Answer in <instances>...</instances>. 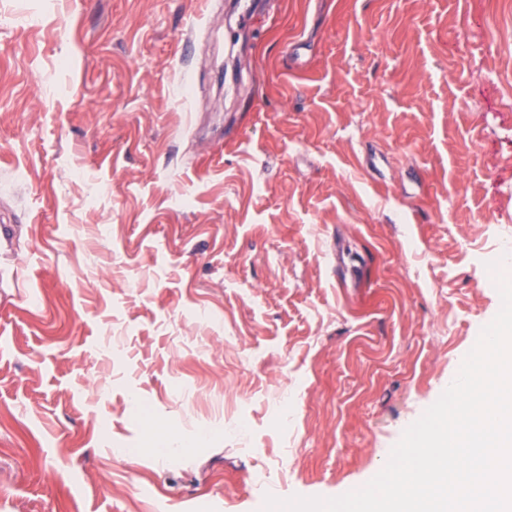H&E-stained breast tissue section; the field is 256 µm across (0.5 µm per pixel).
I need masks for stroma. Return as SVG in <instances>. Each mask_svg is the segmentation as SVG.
<instances>
[{
  "instance_id": "1",
  "label": "stroma",
  "mask_w": 512,
  "mask_h": 512,
  "mask_svg": "<svg viewBox=\"0 0 512 512\" xmlns=\"http://www.w3.org/2000/svg\"><path fill=\"white\" fill-rule=\"evenodd\" d=\"M4 224L0 512L358 489L501 307L512 8L0 0Z\"/></svg>"
}]
</instances>
